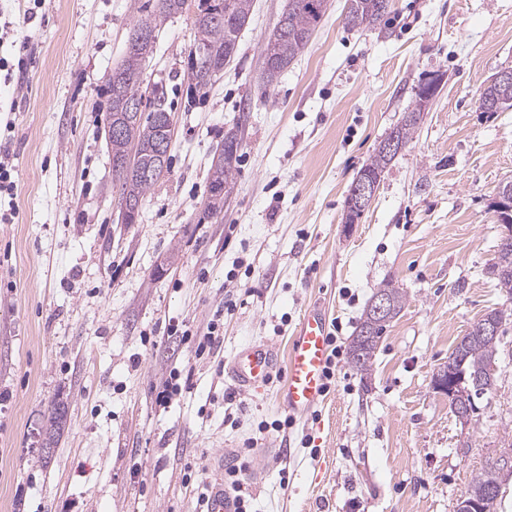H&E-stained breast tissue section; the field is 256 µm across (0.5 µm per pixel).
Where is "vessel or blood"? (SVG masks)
<instances>
[{"instance_id":"1","label":"vessel or blood","mask_w":512,"mask_h":512,"mask_svg":"<svg viewBox=\"0 0 512 512\" xmlns=\"http://www.w3.org/2000/svg\"><path fill=\"white\" fill-rule=\"evenodd\" d=\"M329 326L325 311L315 306L304 314L289 344L288 381L280 399L289 412L304 415L321 400L324 367L328 355ZM275 368L272 347L263 344L240 349L230 364L232 379L242 389L258 391L268 383ZM234 496L223 481L211 486L207 512H236Z\"/></svg>"}]
</instances>
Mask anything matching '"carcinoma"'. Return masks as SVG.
Listing matches in <instances>:
<instances>
[{
  "label": "carcinoma",
  "mask_w": 512,
  "mask_h": 512,
  "mask_svg": "<svg viewBox=\"0 0 512 512\" xmlns=\"http://www.w3.org/2000/svg\"><path fill=\"white\" fill-rule=\"evenodd\" d=\"M224 2V20L214 22L199 13L198 0H154L149 8H136V17L131 31H146L151 41L141 45H127L123 60L113 67L108 77L110 103L107 121L104 126L108 153L112 159V196L117 203L132 202L143 204L152 187L157 184L154 178H146L144 172L159 167L156 145L161 137L154 114L168 112L170 106L167 93L161 99L146 97L142 111L132 112L127 106L129 88L144 82L146 60L153 55L156 38L165 24L177 15L193 11V43L190 49H205L203 55L188 54V87L195 90L205 89L216 82L224 63L230 61L238 52L239 38L248 24L251 15L252 0H222ZM327 7V0H288L282 12L288 26V35L273 29L262 40L259 47V60L264 84L273 85L278 77L307 48L317 25ZM391 7V0H347L345 23L354 29L373 30L378 28ZM424 112L421 99L415 98L414 109L407 113L392 133L402 144H408L414 137ZM122 129L121 134L114 127ZM241 138L238 131L231 129L224 134V144L218 150L217 160L210 169L209 195L206 213L217 216L224 209V197L214 195L219 187L232 191L240 159ZM393 156L376 150L361 171L378 175L385 173ZM498 270L491 272L500 290L512 291V251L500 253L495 257ZM367 319L360 318L355 336L349 346L350 363L359 371L367 372L373 365L377 342L366 344L361 333ZM462 352V373L465 381L462 386L475 389L474 377L482 376L489 360L497 356L499 343L478 334L471 328L460 339ZM67 416L63 404H55L47 416L44 428L45 440L52 444L60 432ZM500 480L488 463L471 480L467 492L480 494L483 498V512H497V501L501 487L489 493L487 489L493 481Z\"/></svg>",
  "instance_id": "obj_1"
}]
</instances>
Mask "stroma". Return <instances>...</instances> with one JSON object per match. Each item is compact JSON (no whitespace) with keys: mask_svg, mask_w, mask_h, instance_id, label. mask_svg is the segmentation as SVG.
Instances as JSON below:
<instances>
[{"mask_svg":"<svg viewBox=\"0 0 512 512\" xmlns=\"http://www.w3.org/2000/svg\"><path fill=\"white\" fill-rule=\"evenodd\" d=\"M287 3L253 0L237 55L192 104L191 18L160 31L145 80L167 92L171 168L135 224L118 221L103 132L134 0H42L27 26L29 76L0 89L19 102L17 214L0 223V512H196L222 457L242 468L251 512H454L512 446V323L497 389L469 425L431 385L471 325L507 303L488 268L502 233L491 202L512 180V111L477 101L512 67V0H392L372 31L348 27L346 0H328L308 47L266 89L259 47ZM435 72L444 82L414 138L370 209L344 223L357 173ZM234 127L236 184L211 218L212 160ZM386 281L405 302L368 376L341 358L319 406L261 434L287 415L281 361L225 420L239 349L286 355L313 305L349 347ZM228 297L238 306L218 356L196 358L181 328L205 332ZM175 367L192 368L193 386L162 411L156 393ZM57 402L67 421L46 450Z\"/></svg>","mask_w":512,"mask_h":512,"instance_id":"obj_1","label":"stroma"}]
</instances>
